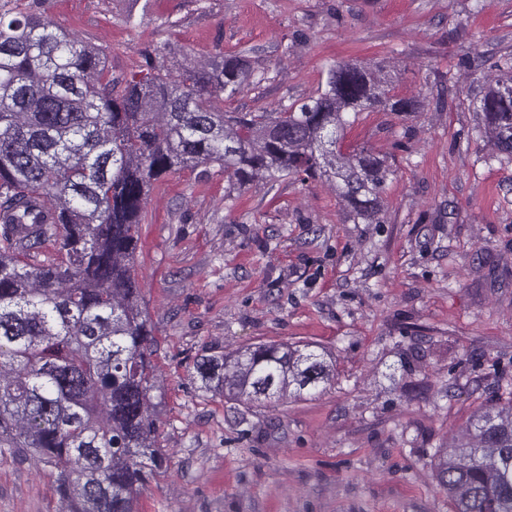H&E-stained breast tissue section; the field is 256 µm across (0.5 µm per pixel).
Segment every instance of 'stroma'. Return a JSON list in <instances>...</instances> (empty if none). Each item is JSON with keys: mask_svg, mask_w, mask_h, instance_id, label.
<instances>
[{"mask_svg": "<svg viewBox=\"0 0 512 512\" xmlns=\"http://www.w3.org/2000/svg\"><path fill=\"white\" fill-rule=\"evenodd\" d=\"M107 47L113 77L151 45L189 62L245 51L255 112L318 95L336 62H385L404 115L363 112L346 149L386 156L383 221L349 220L320 179L185 170L157 182L135 264L154 327L152 412L167 467L138 512H453L434 469L482 406L512 401V159L473 105L512 55V0H35ZM311 343L325 387L230 408L202 355ZM34 461L0 454V512H58Z\"/></svg>", "mask_w": 512, "mask_h": 512, "instance_id": "stroma-1", "label": "stroma"}]
</instances>
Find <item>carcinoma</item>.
Wrapping results in <instances>:
<instances>
[{"instance_id": "cac0c4a2", "label": "carcinoma", "mask_w": 512, "mask_h": 512, "mask_svg": "<svg viewBox=\"0 0 512 512\" xmlns=\"http://www.w3.org/2000/svg\"><path fill=\"white\" fill-rule=\"evenodd\" d=\"M112 78L107 49L85 44L28 0H0V453L43 464L59 512H135L163 467L152 418L153 327L135 272L150 188L215 167L228 192L263 177L334 182L353 223H382L392 170L343 151L344 114L414 113L382 70L333 65L297 105L226 112L217 100L251 83L239 52L181 67L155 63ZM477 110L512 154V59ZM200 389L259 406L333 379L305 344H254L202 358ZM469 449L442 456L454 512H512V404L482 411Z\"/></svg>"}]
</instances>
